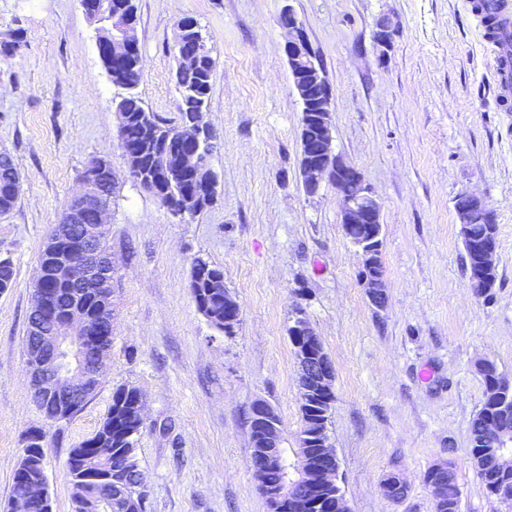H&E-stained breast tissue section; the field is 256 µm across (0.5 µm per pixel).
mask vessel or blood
<instances>
[{"label": "vessel or blood", "mask_w": 512, "mask_h": 512, "mask_svg": "<svg viewBox=\"0 0 512 512\" xmlns=\"http://www.w3.org/2000/svg\"><path fill=\"white\" fill-rule=\"evenodd\" d=\"M472 11L484 19V40L495 63L497 101H512V51L503 42L512 36V0H471Z\"/></svg>", "instance_id": "1"}]
</instances>
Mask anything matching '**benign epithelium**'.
<instances>
[{
	"mask_svg": "<svg viewBox=\"0 0 512 512\" xmlns=\"http://www.w3.org/2000/svg\"><path fill=\"white\" fill-rule=\"evenodd\" d=\"M133 23L124 17L119 26H112V33L98 30L96 47L99 57L119 54L133 47L129 38L133 36ZM281 25L288 29L290 38L284 45L293 86L300 88L310 80L313 93L300 99L303 112L312 116L317 135L302 138V186L309 197L321 194L329 183L343 197L341 223L362 225L363 234L355 242L364 255L367 266L374 268L381 262L380 240L382 237L381 205L370 188L365 184L361 172L344 162L336 153L330 112L332 93L316 62V54L302 33L300 24L288 8L283 11ZM212 132L200 125L194 134L196 149L192 161L199 167L208 166L207 149L211 145ZM94 206L98 223L83 222V210ZM109 202L98 192L94 174L87 172L82 177V189L70 200L61 223L78 225L80 236L73 239L54 233L44 246L42 255L52 266V275L59 282H73L85 288L106 289L111 286L112 260L105 245ZM460 223L466 224L475 211L481 213L486 223H494V213L487 204L470 194H463L455 203ZM77 249L80 258L81 276L70 275V251ZM31 310L43 316H51L52 327L42 337V351L26 359L30 374L35 376V390L53 398L59 409L68 413L75 409V391L82 386L100 381L107 366V354L112 350V308L102 310L95 329L89 328V318L80 310L71 309L60 315L56 306V294L43 286L39 279L34 284ZM291 335L308 336L310 343L297 349L295 359L301 402L305 408L313 406V400L328 392V384L334 380L335 369L324 348L319 346L320 338L310 327L303 313L295 312ZM252 445L273 466L283 465L281 442L282 421L274 408L263 400L257 401L250 418ZM325 448L321 460L307 466L319 482L327 487L336 486L339 462L331 450L329 440L320 442ZM74 481L91 485L104 483L112 485V470L96 471L80 468L74 472ZM264 497L271 504L273 512H283V503L288 501V480L276 486L261 487ZM52 512V500L46 480H31L28 494L13 502L14 512H31L34 505Z\"/></svg>",
	"mask_w": 512,
	"mask_h": 512,
	"instance_id": "1",
	"label": "benign epithelium"
}]
</instances>
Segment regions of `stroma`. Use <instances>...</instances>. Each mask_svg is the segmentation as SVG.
<instances>
[{"label": "stroma", "instance_id": "1", "mask_svg": "<svg viewBox=\"0 0 512 512\" xmlns=\"http://www.w3.org/2000/svg\"><path fill=\"white\" fill-rule=\"evenodd\" d=\"M467 0H135L137 92L177 124V23L198 22L215 61L203 120L217 136L216 202L175 221L133 182L119 145L113 85L81 0H0V151L22 177L0 216V512L29 429L46 432L53 512H72L66 460L99 429L113 391L137 387L135 453L145 512H269L250 467L249 418L268 401L289 462L303 429L293 348L302 308L334 364L331 443L347 512H434L423 481L455 466L460 512H512L472 463L470 424L484 399L479 362L512 379V112L499 111L493 61ZM292 8L332 91L338 153L381 203L386 300L372 304L363 257L341 225L342 198L302 188L301 105L279 24ZM388 29L379 46L375 36ZM118 178L112 252V350L94 394L47 425L32 401L23 336L43 246L89 161ZM471 193L498 227L497 280L476 294L465 271L456 198ZM202 257L223 268L240 307L234 335L198 311L190 278ZM400 475L401 501L382 482Z\"/></svg>", "mask_w": 512, "mask_h": 512}]
</instances>
